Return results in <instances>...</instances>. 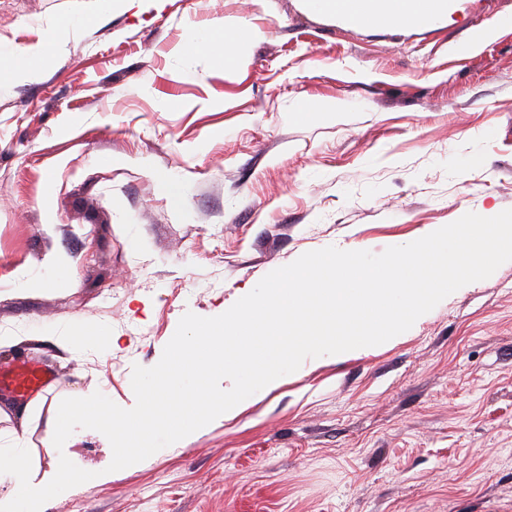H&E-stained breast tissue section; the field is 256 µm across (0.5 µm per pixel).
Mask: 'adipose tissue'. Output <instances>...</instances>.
Returning <instances> with one entry per match:
<instances>
[{
  "label": "adipose tissue",
  "mask_w": 512,
  "mask_h": 512,
  "mask_svg": "<svg viewBox=\"0 0 512 512\" xmlns=\"http://www.w3.org/2000/svg\"><path fill=\"white\" fill-rule=\"evenodd\" d=\"M303 3L311 12L337 16L352 24L383 22L396 28L425 25L437 18L450 17L454 12L450 0H303ZM68 28V23H61L57 33L30 47L22 48L0 39V91L32 76L50 58L60 56ZM251 36L249 30L229 29L223 22L214 21L206 30L191 32L179 51L188 56L208 53L225 67L233 63L240 45Z\"/></svg>",
  "instance_id": "obj_1"
}]
</instances>
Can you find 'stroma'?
Listing matches in <instances>:
<instances>
[{
    "mask_svg": "<svg viewBox=\"0 0 512 512\" xmlns=\"http://www.w3.org/2000/svg\"><path fill=\"white\" fill-rule=\"evenodd\" d=\"M66 18L61 57L0 92V336L19 338L0 366L53 370L47 405L128 403L186 312L222 314L305 252L512 209V0L407 28L302 0H0V37L31 46ZM219 18L262 33L236 68L178 56ZM98 326L111 349L43 335ZM69 451L112 459L88 430ZM47 512H512V261Z\"/></svg>",
    "mask_w": 512,
    "mask_h": 512,
    "instance_id": "35a3bbf8",
    "label": "stroma"
}]
</instances>
